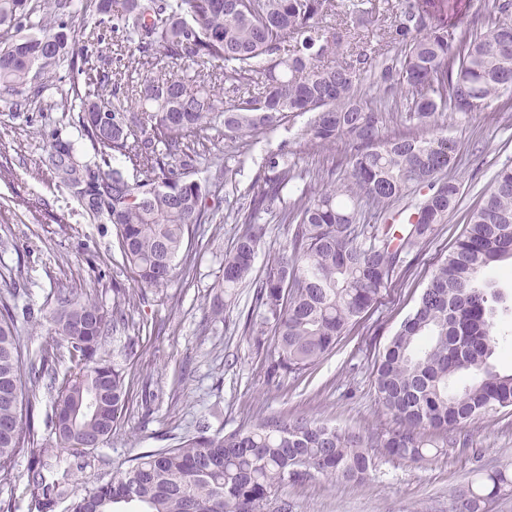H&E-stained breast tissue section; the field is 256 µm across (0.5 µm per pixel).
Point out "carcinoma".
<instances>
[{
  "label": "carcinoma",
  "instance_id": "carcinoma-1",
  "mask_svg": "<svg viewBox=\"0 0 512 512\" xmlns=\"http://www.w3.org/2000/svg\"><path fill=\"white\" fill-rule=\"evenodd\" d=\"M463 0H396L388 34L400 53L381 58L351 47L348 31L327 21L336 0H0V102L13 112L42 105L61 73L72 81L61 108L78 113L79 128L98 145L100 162L80 160L70 142L49 143L56 182L87 214L114 224L124 269L142 288H162L176 269L191 226L210 219L212 188L192 178L199 154L187 139L224 126L234 141L271 132L299 112L318 144L351 146L343 178L320 176L321 192L287 205L297 177L282 154L257 185L251 213L234 250L224 257L220 290L255 286L249 329L270 331L272 376L299 374L332 351L378 301L406 258L448 219L460 185L448 176L456 144L435 130L439 114H469L512 89V0H494L485 32L465 22ZM95 19L77 39L75 23ZM112 24L125 43L132 84L100 54V27ZM185 63L182 74L167 63ZM221 69L217 96L213 69ZM410 94L421 134L391 138L387 116L364 104L360 90ZM257 86L258 91L250 90ZM112 112L108 121L101 113ZM119 155L142 175L130 181ZM426 187L412 220L395 234V205ZM389 214L362 224L361 200ZM292 225L285 252L251 279L263 227L259 214ZM512 260V167L502 168L484 203L435 269L413 313L391 337L376 365L379 399L396 427L369 442L304 418L269 417L227 434L196 432L173 448L142 452L108 481L83 492L46 483L44 458L54 449L83 452L112 435L126 411L124 371L99 355L118 322L91 292L59 291L45 316L54 344L24 355L16 305L0 298V481L28 459L31 512H271L276 492L303 475L360 483L375 467L371 449L410 462L426 460L432 435L455 447L454 431L477 416L512 407V373L496 371L500 294L489 269ZM66 349L72 363L58 376ZM52 393L46 425L55 448L40 443L30 397ZM512 492V470L498 468L478 486L459 489L460 512H488Z\"/></svg>",
  "mask_w": 512,
  "mask_h": 512
}]
</instances>
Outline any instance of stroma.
<instances>
[{
  "label": "stroma",
  "mask_w": 512,
  "mask_h": 512,
  "mask_svg": "<svg viewBox=\"0 0 512 512\" xmlns=\"http://www.w3.org/2000/svg\"><path fill=\"white\" fill-rule=\"evenodd\" d=\"M394 2L364 0L372 17L361 38L386 56L400 51L385 34ZM363 98L385 110L389 136L416 135L405 92L383 98L371 88ZM309 121V114H294L274 132L242 138L232 149L219 125L194 137L202 156L197 179L224 181L219 197L209 202L216 219L197 225L176 259L174 278L148 291L142 302L135 298L137 283L121 271L113 224L85 214L46 165V145L55 136L93 159L97 148L82 135L73 113L0 107V296H14L18 309L37 311L48 309L58 290L93 291L108 310L113 288L133 295L121 306L123 324L101 350L127 374L128 410L99 447L79 456L67 450L51 455L44 469L47 481L73 491L93 487L125 469L135 455L173 447L202 423L228 433L271 416L307 418L365 438L393 428L376 392L375 363L464 231L470 212L484 202L496 173L512 166V91L484 111L440 117L441 132L458 147L451 174L461 186L447 223L410 256L408 266L383 289L380 303L350 326L330 354L301 373L273 378L269 338L245 327L252 288L221 296L215 285L224 256L243 229L237 212L264 176L268 156L284 150L295 160L300 176L290 192L294 198L320 191L319 171L332 168L346 175L348 143L311 142ZM218 297L224 303L220 317L212 312ZM455 435L456 447L431 449L424 462L380 454L363 483L317 474L279 490L276 497L288 502L292 512H458L459 487L479 483L491 470L512 463V408L478 417Z\"/></svg>",
  "instance_id": "stroma-1"
}]
</instances>
